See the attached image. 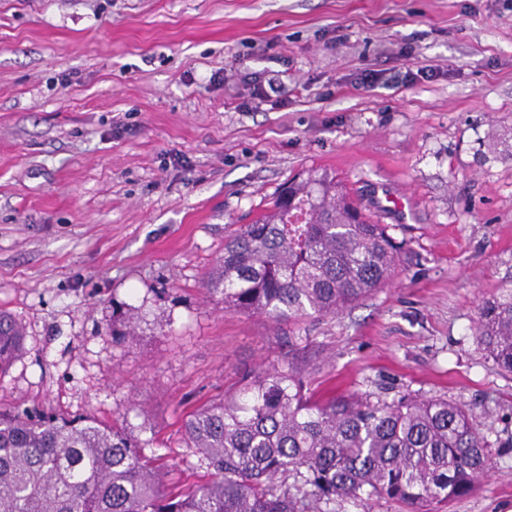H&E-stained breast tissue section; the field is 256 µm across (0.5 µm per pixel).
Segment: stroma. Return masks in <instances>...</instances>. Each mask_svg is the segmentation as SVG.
<instances>
[{
    "label": "stroma",
    "instance_id": "35a3bbf8",
    "mask_svg": "<svg viewBox=\"0 0 512 512\" xmlns=\"http://www.w3.org/2000/svg\"><path fill=\"white\" fill-rule=\"evenodd\" d=\"M315 168L406 240L390 278L333 316L225 310L202 282L229 225ZM506 288L512 0H0V312L25 331L0 404L125 418L192 482L185 415L290 364L460 403L495 467L450 512H512V373L475 333ZM139 315L136 308L124 307L119 315L112 313V337L127 338L136 335Z\"/></svg>",
    "mask_w": 512,
    "mask_h": 512
}]
</instances>
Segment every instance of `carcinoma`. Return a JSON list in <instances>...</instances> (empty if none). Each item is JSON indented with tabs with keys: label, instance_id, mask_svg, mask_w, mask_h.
<instances>
[{
	"label": "carcinoma",
	"instance_id": "1",
	"mask_svg": "<svg viewBox=\"0 0 512 512\" xmlns=\"http://www.w3.org/2000/svg\"><path fill=\"white\" fill-rule=\"evenodd\" d=\"M403 245L375 224L336 174L292 178L249 224L231 230L204 282L224 309L277 321L331 316L384 283ZM139 315L112 316L136 335ZM476 335L512 373V289L483 302ZM24 331L0 313V374ZM185 447L207 479L167 487L154 439L93 416L0 409V512H336V502L383 498L410 512L466 496L493 468L472 415L410 393L315 396L294 368L244 378L238 394L189 412Z\"/></svg>",
	"mask_w": 512,
	"mask_h": 512
}]
</instances>
